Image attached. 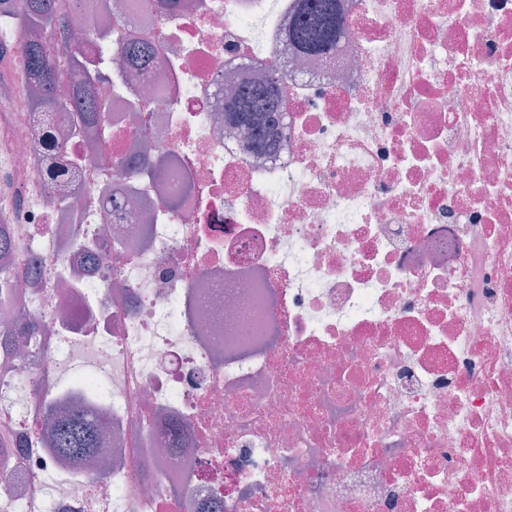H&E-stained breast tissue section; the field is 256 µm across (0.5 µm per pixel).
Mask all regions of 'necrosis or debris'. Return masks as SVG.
Returning a JSON list of instances; mask_svg holds the SVG:
<instances>
[{
    "mask_svg": "<svg viewBox=\"0 0 512 512\" xmlns=\"http://www.w3.org/2000/svg\"><path fill=\"white\" fill-rule=\"evenodd\" d=\"M338 4L326 59L299 0H81L79 132L0 26V333L44 324L0 351V512H512V0ZM252 85L270 152L224 112ZM71 381L107 466L53 454ZM297 19L288 31V40L297 51L310 57H327L344 37L337 0H300ZM117 53L125 63L141 68H148L153 64L152 48L147 43L141 42H118Z\"/></svg>",
    "mask_w": 512,
    "mask_h": 512,
    "instance_id": "obj_1",
    "label": "necrosis or debris"
}]
</instances>
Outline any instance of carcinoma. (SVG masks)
<instances>
[{
    "label": "carcinoma",
    "instance_id": "1",
    "mask_svg": "<svg viewBox=\"0 0 512 512\" xmlns=\"http://www.w3.org/2000/svg\"><path fill=\"white\" fill-rule=\"evenodd\" d=\"M297 19L288 31V40L297 51L310 57H327L336 50L345 30L337 10V0H300ZM62 0H20L13 14L21 31L60 30L67 26L68 13ZM117 53L125 63L141 68L153 64L152 48L147 43L120 42ZM25 70L38 91V98L30 111L39 112L48 119L59 114L72 116L78 127L104 120L102 105L91 94L95 73L63 42L49 52L34 36L28 40ZM76 79L70 92L62 91L65 75ZM224 111L251 131L254 145L264 149L271 145L268 127L262 123L273 112H284L281 98L263 87H246L231 101L224 103ZM99 425L80 410L55 414L51 445L55 455L71 464H79L95 455L100 447Z\"/></svg>",
    "mask_w": 512,
    "mask_h": 512
}]
</instances>
